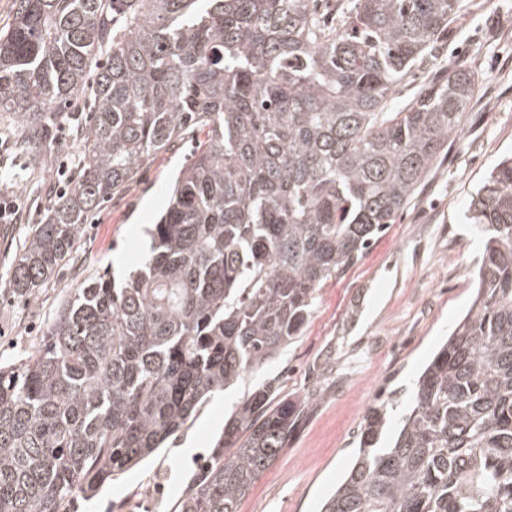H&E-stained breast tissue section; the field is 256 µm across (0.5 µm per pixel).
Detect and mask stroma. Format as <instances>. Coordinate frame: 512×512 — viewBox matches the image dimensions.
<instances>
[{"label":"stroma","mask_w":512,"mask_h":512,"mask_svg":"<svg viewBox=\"0 0 512 512\" xmlns=\"http://www.w3.org/2000/svg\"><path fill=\"white\" fill-rule=\"evenodd\" d=\"M465 62L480 76V92L463 129L439 159L394 224L388 225L343 276L320 288L304 333L281 358L248 373L214 397L179 432L171 447L122 475L77 512H127L158 481L167 490L152 512L175 505L245 392L279 377L289 397L320 390L304 425L278 459L241 499L239 512H319L354 456L355 436L371 403L398 389L409 401L412 382L435 348L447 340L469 305V272L482 255V239L465 221L472 192L512 152V0H461L443 39L426 51L412 77L395 90L405 106L419 85L441 68ZM14 125L0 121L1 194L22 197L16 223H0V363L34 351L63 299L101 270H133V251L146 244L149 224L166 208L173 181L190 156V143L159 154L137 179L90 219L68 268L47 282L36 302L11 297L8 272L32 224L40 222L65 184L62 156L47 159L13 151Z\"/></svg>","instance_id":"obj_1"}]
</instances>
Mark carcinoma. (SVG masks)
<instances>
[{
    "label": "carcinoma",
    "instance_id": "1",
    "mask_svg": "<svg viewBox=\"0 0 512 512\" xmlns=\"http://www.w3.org/2000/svg\"><path fill=\"white\" fill-rule=\"evenodd\" d=\"M0 117L31 155L79 110L71 191L25 237L8 285L32 301L87 219L189 129L205 134L133 275L61 303L42 346L0 364V512H70L201 405L275 362L316 294L395 223L479 91L456 63L387 112L458 0H14ZM476 291L393 419L373 403L321 512H512V156L472 193ZM245 394L176 512H238L317 395ZM396 433L380 446L391 421Z\"/></svg>",
    "mask_w": 512,
    "mask_h": 512
}]
</instances>
